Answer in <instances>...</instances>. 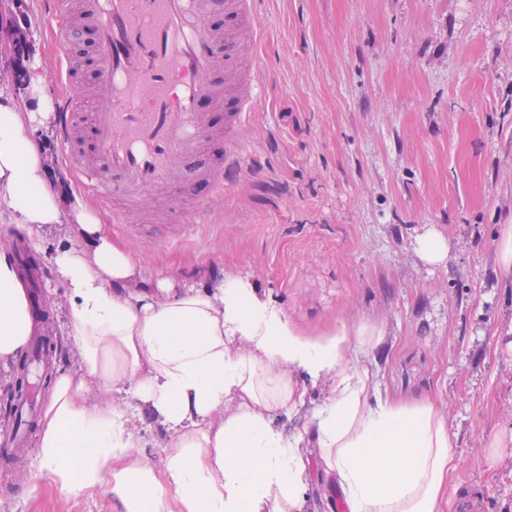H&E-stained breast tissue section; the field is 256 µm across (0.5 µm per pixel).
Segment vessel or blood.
I'll return each instance as SVG.
<instances>
[{
    "label": "vessel or blood",
    "mask_w": 512,
    "mask_h": 512,
    "mask_svg": "<svg viewBox=\"0 0 512 512\" xmlns=\"http://www.w3.org/2000/svg\"><path fill=\"white\" fill-rule=\"evenodd\" d=\"M78 14L96 45L93 98L62 97L58 131L81 187L123 224L146 202L204 224L206 193L230 194L248 168L245 133L263 77L258 0H47ZM222 141L219 167H193ZM192 173L201 196L180 198Z\"/></svg>",
    "instance_id": "1"
}]
</instances>
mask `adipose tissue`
<instances>
[{
    "label": "adipose tissue",
    "instance_id": "obj_1",
    "mask_svg": "<svg viewBox=\"0 0 512 512\" xmlns=\"http://www.w3.org/2000/svg\"><path fill=\"white\" fill-rule=\"evenodd\" d=\"M41 75L37 107L0 102V208L39 229L67 224L75 245L51 263L68 290L67 336L80 376L58 372L37 442L43 475L64 494L110 479L124 512H298L308 483L302 447L319 448L348 512H441L460 467L454 438L434 403L384 397L361 358L382 336L363 324L326 342L300 336L250 279L225 275L215 289L147 282L139 263L102 230L85 197L62 196L30 136L53 118ZM0 243V364L23 357L34 332L28 293ZM247 352H239L238 344ZM332 379L329 401L296 435L274 415L301 406ZM98 405L87 402V381ZM129 393L166 427L162 474L134 460L138 439L114 395Z\"/></svg>",
    "mask_w": 512,
    "mask_h": 512
}]
</instances>
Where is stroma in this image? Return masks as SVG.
I'll list each match as a JSON object with an SVG mask.
<instances>
[{
  "label": "stroma",
  "mask_w": 512,
  "mask_h": 512,
  "mask_svg": "<svg viewBox=\"0 0 512 512\" xmlns=\"http://www.w3.org/2000/svg\"><path fill=\"white\" fill-rule=\"evenodd\" d=\"M8 25L40 63L57 98L60 68L41 0H16ZM264 89L246 133L251 169L215 200V223L172 234L150 214L128 228L105 222L143 277L209 287L248 277L303 336L325 341L375 324L368 367L395 401H435L461 465L443 512H512V272L500 268L496 229L512 224V0H261ZM55 191H77L57 125L35 135ZM448 242L444 265L425 264L416 240ZM40 264L50 373L78 372L65 337L67 290L50 259L71 245L66 225L30 230L0 217V241ZM122 400L163 471L168 433ZM36 434L0 463V512H123L107 486L64 495L42 475ZM309 482L301 512H339L341 492L319 451H303Z\"/></svg>",
  "instance_id": "35a3bbf8"
}]
</instances>
